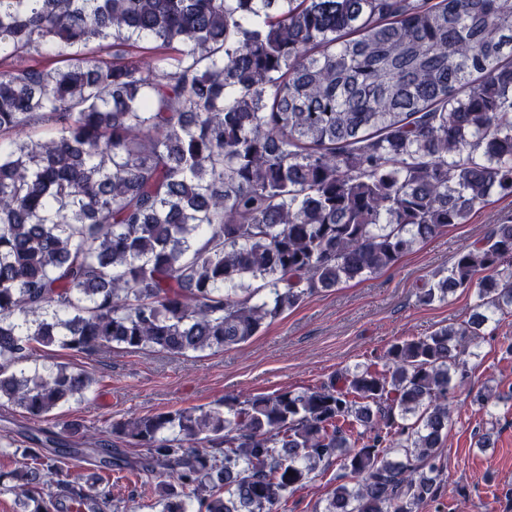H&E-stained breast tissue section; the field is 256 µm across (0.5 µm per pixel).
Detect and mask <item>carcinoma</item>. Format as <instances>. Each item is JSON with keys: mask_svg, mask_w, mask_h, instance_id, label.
<instances>
[{"mask_svg": "<svg viewBox=\"0 0 512 512\" xmlns=\"http://www.w3.org/2000/svg\"><path fill=\"white\" fill-rule=\"evenodd\" d=\"M494 192L512 195V0H0V400L43 418L90 392L29 362L38 345L243 344ZM471 289L465 325L394 342L380 372L115 420L90 448L79 423L29 435L20 509L106 512L117 471L168 476L159 512H277L336 465L323 512H419L466 343L512 310V224L419 301ZM86 455L97 472H64Z\"/></svg>", "mask_w": 512, "mask_h": 512, "instance_id": "1", "label": "carcinoma"}]
</instances>
